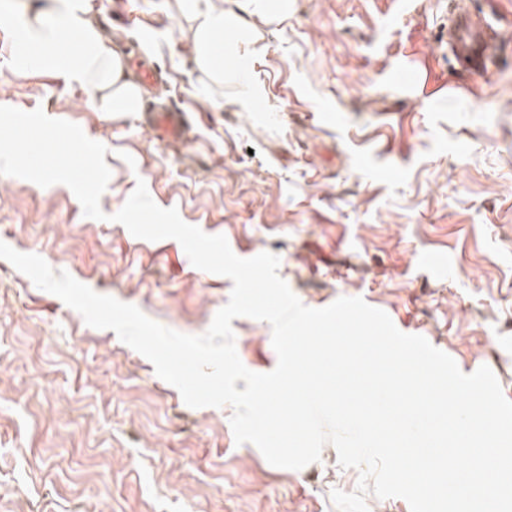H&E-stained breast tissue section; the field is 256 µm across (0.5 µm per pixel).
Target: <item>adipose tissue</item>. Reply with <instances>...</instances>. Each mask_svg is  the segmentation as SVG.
Here are the masks:
<instances>
[{
  "label": "adipose tissue",
  "instance_id": "adipose-tissue-1",
  "mask_svg": "<svg viewBox=\"0 0 512 512\" xmlns=\"http://www.w3.org/2000/svg\"><path fill=\"white\" fill-rule=\"evenodd\" d=\"M186 2L196 24L193 46L197 63L217 80L228 70L243 75V57L234 56L228 65L219 49V35L224 28L233 27V19L223 8L202 5L201 0ZM22 28L29 63L82 82L106 111H137L139 93L131 83L122 81L123 59L93 20L87 0H54L52 10L27 15Z\"/></svg>",
  "mask_w": 512,
  "mask_h": 512
}]
</instances>
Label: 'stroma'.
Instances as JSON below:
<instances>
[{
    "label": "stroma",
    "mask_w": 512,
    "mask_h": 512,
    "mask_svg": "<svg viewBox=\"0 0 512 512\" xmlns=\"http://www.w3.org/2000/svg\"><path fill=\"white\" fill-rule=\"evenodd\" d=\"M0 0V105L80 125L107 148L104 219L65 185L0 175V241L94 291L200 335L233 283L180 243L136 238L111 214L138 181L154 202L248 258L279 256L300 301L362 297L427 337L464 373L494 372L512 399V0H470L506 41L485 77L448 52V0H286L243 13L250 83L202 71L180 0H90L117 50L158 63L160 99L186 110L165 144L137 112H101L88 88L19 54L25 10ZM411 64L409 91L388 77ZM429 252L447 263L420 262ZM257 373L277 365L267 322H232ZM231 406L192 408L114 331L88 326L0 259V512H337L359 470L324 445L318 463L271 466L236 444Z\"/></svg>",
    "instance_id": "1"
}]
</instances>
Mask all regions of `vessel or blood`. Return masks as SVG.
<instances>
[{
	"instance_id": "b4317fda",
	"label": "vessel or blood",
	"mask_w": 512,
	"mask_h": 512,
	"mask_svg": "<svg viewBox=\"0 0 512 512\" xmlns=\"http://www.w3.org/2000/svg\"><path fill=\"white\" fill-rule=\"evenodd\" d=\"M448 49L460 70L471 75L487 72L502 59V37L487 23L475 21L461 0H448ZM146 122L158 137L179 141L186 128L184 110L152 104L146 106Z\"/></svg>"
}]
</instances>
